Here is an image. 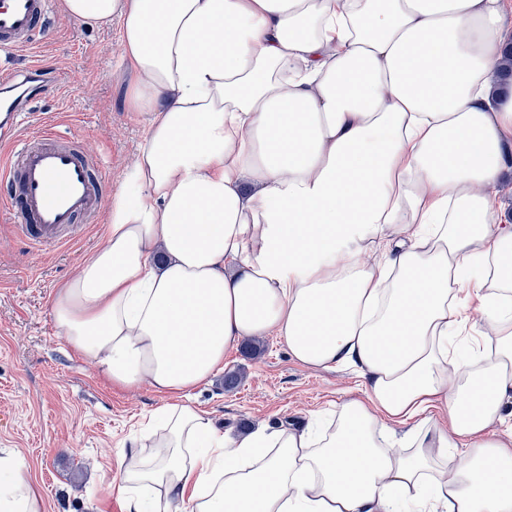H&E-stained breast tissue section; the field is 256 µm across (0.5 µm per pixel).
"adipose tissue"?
<instances>
[{
	"instance_id": "obj_1",
	"label": "adipose tissue",
	"mask_w": 512,
	"mask_h": 512,
	"mask_svg": "<svg viewBox=\"0 0 512 512\" xmlns=\"http://www.w3.org/2000/svg\"><path fill=\"white\" fill-rule=\"evenodd\" d=\"M64 3L119 21L125 105L148 117L102 246L51 306L113 385L179 398L114 478L126 512H512V224L484 191L512 144L507 0ZM268 335L358 368L362 397L235 438L182 403ZM0 512H42L16 448Z\"/></svg>"
}]
</instances>
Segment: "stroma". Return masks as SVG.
I'll use <instances>...</instances> for the list:
<instances>
[{
    "label": "stroma",
    "instance_id": "35a3bbf8",
    "mask_svg": "<svg viewBox=\"0 0 512 512\" xmlns=\"http://www.w3.org/2000/svg\"><path fill=\"white\" fill-rule=\"evenodd\" d=\"M119 31L116 23L76 22L56 0L42 64L62 73L66 89L35 98L24 120L29 130L48 123L59 135L81 138L114 192L139 154L145 124L124 106L129 73ZM101 231L90 225L66 249L33 255L0 209V448L25 453L28 476L42 491V512H125L108 479L125 466L130 435L173 400L145 384L111 385L57 334L54 293L100 247ZM231 373L241 380L229 388L224 377ZM359 382L355 369L304 365L280 338L265 336L254 348L226 353L223 372L185 401L236 436L334 417L343 402L360 397Z\"/></svg>",
    "mask_w": 512,
    "mask_h": 512
}]
</instances>
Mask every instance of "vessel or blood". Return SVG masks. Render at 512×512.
<instances>
[{"label": "vessel or blood", "instance_id": "vessel-or-blood-1", "mask_svg": "<svg viewBox=\"0 0 512 512\" xmlns=\"http://www.w3.org/2000/svg\"><path fill=\"white\" fill-rule=\"evenodd\" d=\"M52 0H0V49L37 43ZM0 204L16 217V231L33 253L61 248L81 223L103 207L105 181L96 159L50 129L0 141Z\"/></svg>", "mask_w": 512, "mask_h": 512}]
</instances>
